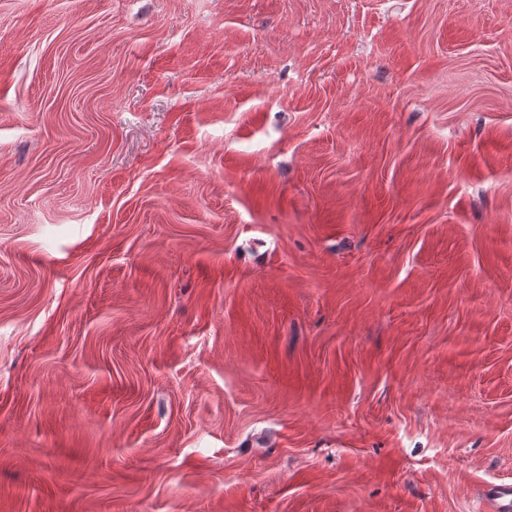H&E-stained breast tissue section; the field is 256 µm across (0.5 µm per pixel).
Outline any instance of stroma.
Returning a JSON list of instances; mask_svg holds the SVG:
<instances>
[{
	"mask_svg": "<svg viewBox=\"0 0 512 512\" xmlns=\"http://www.w3.org/2000/svg\"><path fill=\"white\" fill-rule=\"evenodd\" d=\"M501 483L512 0H0V512Z\"/></svg>",
	"mask_w": 512,
	"mask_h": 512,
	"instance_id": "obj_1",
	"label": "stroma"
}]
</instances>
